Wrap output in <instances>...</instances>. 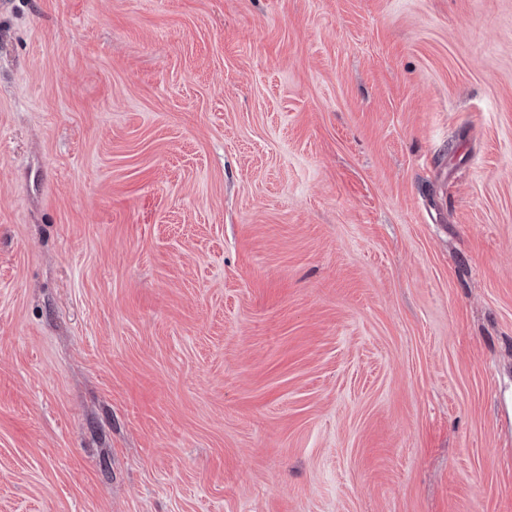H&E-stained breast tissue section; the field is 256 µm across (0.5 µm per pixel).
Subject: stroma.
Segmentation results:
<instances>
[{"label":"stroma","instance_id":"stroma-1","mask_svg":"<svg viewBox=\"0 0 512 512\" xmlns=\"http://www.w3.org/2000/svg\"><path fill=\"white\" fill-rule=\"evenodd\" d=\"M0 512H512V0H0Z\"/></svg>","mask_w":512,"mask_h":512}]
</instances>
